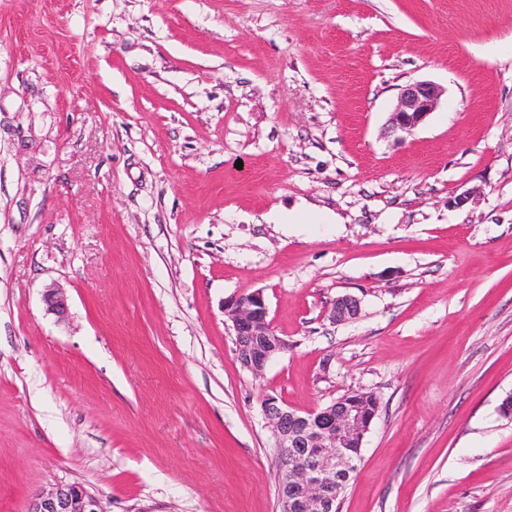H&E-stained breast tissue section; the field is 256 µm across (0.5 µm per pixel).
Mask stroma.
I'll return each instance as SVG.
<instances>
[{
	"label": "stroma",
	"mask_w": 512,
	"mask_h": 512,
	"mask_svg": "<svg viewBox=\"0 0 512 512\" xmlns=\"http://www.w3.org/2000/svg\"><path fill=\"white\" fill-rule=\"evenodd\" d=\"M350 392L341 512H512V0H0V512H278L262 397ZM438 88L429 81H417L406 85L391 113L388 131L392 134H410L436 109ZM224 315L231 323L237 357L253 374H260L277 353L288 347V342L275 333L268 320L262 291L227 298ZM360 313V300L350 294L336 298L329 311V319L332 323L351 321ZM26 512H106L100 500L78 483L35 494Z\"/></svg>",
	"instance_id": "stroma-1"
}]
</instances>
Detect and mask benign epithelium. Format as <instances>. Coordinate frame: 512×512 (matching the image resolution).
<instances>
[{
    "mask_svg": "<svg viewBox=\"0 0 512 512\" xmlns=\"http://www.w3.org/2000/svg\"><path fill=\"white\" fill-rule=\"evenodd\" d=\"M438 88L429 81L406 85L391 113L388 131L409 134L436 109ZM47 310L63 317L64 295L50 288L44 295ZM360 313V300L350 294L336 298L329 311L333 323L351 321ZM224 315L231 323L235 351L241 365L260 374L267 363L288 347L268 320L263 292L234 295L224 300ZM261 410L277 448L285 461L287 479L280 488V512H335L341 488L358 468L361 448L374 416L346 399L310 412L284 406L265 397ZM27 512H106L100 500L78 483L60 484L34 495Z\"/></svg>",
    "mask_w": 512,
    "mask_h": 512,
    "instance_id": "obj_1",
    "label": "benign epithelium"
}]
</instances>
